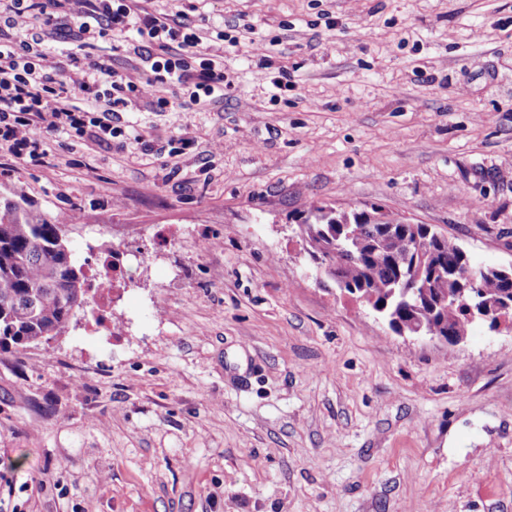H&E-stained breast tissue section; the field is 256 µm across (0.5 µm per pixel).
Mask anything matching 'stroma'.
<instances>
[{
  "label": "stroma",
  "instance_id": "stroma-1",
  "mask_svg": "<svg viewBox=\"0 0 512 512\" xmlns=\"http://www.w3.org/2000/svg\"><path fill=\"white\" fill-rule=\"evenodd\" d=\"M145 5L188 12L229 85L145 84L111 143L0 153L119 281L111 339L83 312L0 350V512H512V332L397 336L293 231L380 206L512 263V0ZM88 53L144 67L108 30Z\"/></svg>",
  "mask_w": 512,
  "mask_h": 512
}]
</instances>
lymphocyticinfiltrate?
I'll list each match as a JSON object with an SVG mask.
<instances>
[{
  "instance_id": "obj_1",
  "label": "lymphocytic infiltrate",
  "mask_w": 512,
  "mask_h": 512,
  "mask_svg": "<svg viewBox=\"0 0 512 512\" xmlns=\"http://www.w3.org/2000/svg\"><path fill=\"white\" fill-rule=\"evenodd\" d=\"M67 16L81 47L106 27L136 32L153 45L154 53L144 59L147 83L185 88L194 104L224 93V67L200 52L201 37L184 12H152L141 0H83L80 13ZM71 63L69 79L56 78L44 52L0 29V147L39 165L46 156L45 134L72 132L104 143L121 135L112 116L133 106L137 83L102 58L75 56ZM77 90L90 95V108L75 102Z\"/></svg>"
}]
</instances>
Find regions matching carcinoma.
<instances>
[{
	"label": "carcinoma",
	"instance_id": "obj_1",
	"mask_svg": "<svg viewBox=\"0 0 512 512\" xmlns=\"http://www.w3.org/2000/svg\"><path fill=\"white\" fill-rule=\"evenodd\" d=\"M303 238L311 253L330 243L336 226L345 225L343 244L348 256L339 266L347 296L384 311L390 321L409 327L424 323L428 329L448 330L451 335L470 331L473 320L458 305L434 312L427 304H436L442 293L453 294L457 288L453 276L443 279L433 275V263L448 265V270L471 264L466 251L451 236L432 230L427 224H403L391 237L393 254L377 251L374 241L381 234L377 221L359 220L353 212L322 206L307 211ZM430 234L435 257L427 262L414 261L406 254L405 234ZM416 266L422 280L429 284V302L420 306L399 303V289L394 283L400 271ZM484 300L492 304L495 319L512 323V307L500 308V302H512V280L479 267ZM90 284L76 268L64 239L62 225L35 207L25 193L13 184H0V345L11 342L20 348L38 345L64 329L75 312L88 307Z\"/></svg>",
	"mask_w": 512,
	"mask_h": 512
}]
</instances>
